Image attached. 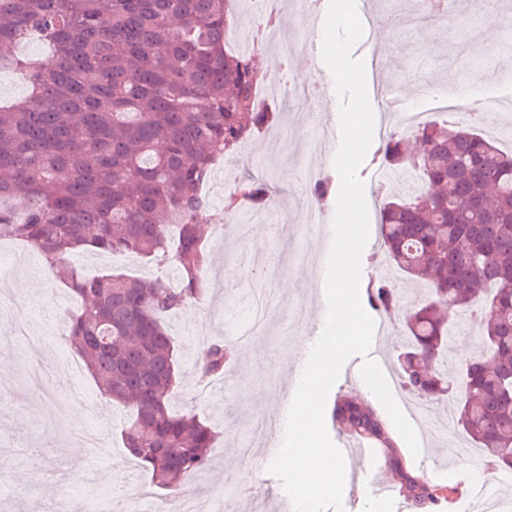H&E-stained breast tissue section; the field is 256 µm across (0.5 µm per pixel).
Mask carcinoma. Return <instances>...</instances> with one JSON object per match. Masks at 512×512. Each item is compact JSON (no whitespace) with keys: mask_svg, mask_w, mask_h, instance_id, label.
Returning a JSON list of instances; mask_svg holds the SVG:
<instances>
[{"mask_svg":"<svg viewBox=\"0 0 512 512\" xmlns=\"http://www.w3.org/2000/svg\"><path fill=\"white\" fill-rule=\"evenodd\" d=\"M244 0H0V70L22 73L23 100L0 107V238L33 248L64 269L80 300L68 317L71 349L99 393L131 410L124 448L153 486L176 492L206 471L217 433L173 410L178 387L174 337L166 318L202 293L207 263L197 215L215 161L271 129L277 113L256 104L253 54L225 48L224 27ZM36 37L41 59L13 48ZM414 148L392 132L382 168L411 174L410 191L382 187L381 266L427 291L406 311L397 355L403 389L425 401L454 392L441 363L458 311L486 323L463 364L456 424L494 469L512 455V153L476 129L448 121L416 127ZM268 185L243 179L224 213L263 209ZM82 247L174 265L178 283L118 271L88 276L66 264ZM381 314L399 292L379 275L367 288ZM227 343L203 346L195 367L224 375ZM332 419L342 434L380 450L403 496L431 509L461 495L423 479L406 462L387 421L368 401L342 397Z\"/></svg>","mask_w":512,"mask_h":512,"instance_id":"cac0c4a2","label":"carcinoma"}]
</instances>
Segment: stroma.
I'll use <instances>...</instances> for the list:
<instances>
[{
  "instance_id": "35a3bbf8",
  "label": "stroma",
  "mask_w": 512,
  "mask_h": 512,
  "mask_svg": "<svg viewBox=\"0 0 512 512\" xmlns=\"http://www.w3.org/2000/svg\"><path fill=\"white\" fill-rule=\"evenodd\" d=\"M419 9L416 0H373L372 22L387 28L389 36L378 43L380 70L367 73L370 101H377L378 86L397 83L415 87L413 100L418 103L433 75L454 73L458 86L464 87L472 71H483L488 81L485 94L498 102L502 122L501 132L489 127L485 133L511 153L512 85L498 83L496 69L500 63L512 62V50L504 48L512 41V0H499L490 17L477 5L464 9L454 23L419 21ZM280 15L279 41L295 42L298 50L287 69L273 68L279 53L272 46L256 55L255 66L269 83L285 72L293 82H307L313 73L306 51L316 39L297 25L289 5H282ZM465 35L486 41V51L468 57L461 41ZM269 105L279 114L276 128L254 136L238 155L223 159L205 193L211 211L223 210L226 188L253 173L271 182L275 200L287 208L288 222L257 226L231 219L219 232L212 220L202 221L208 247L205 288L199 299L167 319L181 376L171 405L208 419L220 432L210 468L187 480L185 495L217 501L230 512H252L256 506L262 512H282L289 501L280 480L268 470L269 458H250L240 449L256 419L268 417L272 402L283 401L302 342L326 313L323 285L331 241L329 220L340 188L333 166L339 129L313 130L299 102L288 97L270 100ZM308 160L315 162L332 188L323 201L326 221L322 224H310L304 203L307 185L302 172ZM379 168L378 157L370 153L358 171L372 222L361 256L365 284L375 278L380 261L377 222L381 199L373 184ZM306 248L311 251L310 261L298 263L295 251ZM0 253L9 256L13 269L12 276L0 277V512H55L63 498L68 499L70 512H127L128 505L139 503L138 492L147 481L123 445L125 408L105 403L82 360L61 334L66 316L78 308L76 298L27 244L2 238ZM68 262L89 274L117 267L139 277L177 275L173 265H148L133 256L82 251L72 254ZM390 278L399 288L400 308L385 317L389 327L382 346L393 359L402 342L404 312L419 300L421 292L398 273H391ZM456 319L458 332L450 342L448 365L450 379L457 383L463 361L476 351L481 326L464 311ZM27 325L41 332V361L59 369L58 387L49 398L24 385L32 356L17 331ZM215 340L231 343L234 356L223 377L204 382L194 368V358L203 344ZM358 366L370 367L368 358L357 355L344 363L328 403L346 395L368 400L388 420L406 457H413V444L424 422L413 417L412 401H399L391 392L396 368L371 367L372 380L357 381L350 372ZM75 407L80 410L76 419L70 416ZM92 429L102 435L108 453L90 452L80 463H68L63 457L65 449L80 443L83 433ZM439 448L445 468L434 476V483L462 488L468 478L489 479L502 496V506L512 505V474L490 472L483 451L475 448L461 428L451 426ZM345 462L344 512H394L392 503L357 485L362 460L349 455ZM243 485L251 486V493L234 498L235 488Z\"/></svg>"
}]
</instances>
